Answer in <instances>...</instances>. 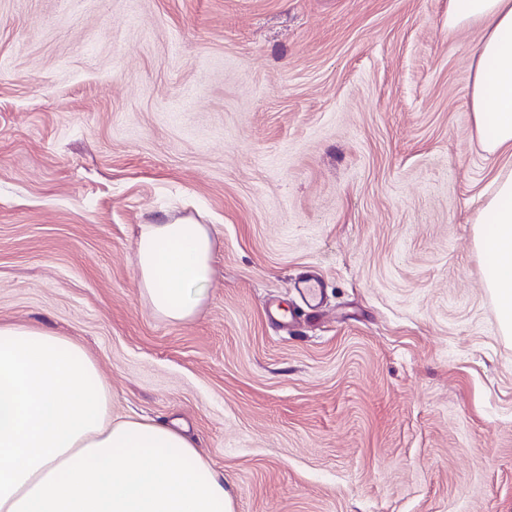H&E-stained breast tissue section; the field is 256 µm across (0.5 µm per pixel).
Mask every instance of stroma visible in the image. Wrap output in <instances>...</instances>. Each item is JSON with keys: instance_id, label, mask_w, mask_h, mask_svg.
Returning a JSON list of instances; mask_svg holds the SVG:
<instances>
[{"instance_id": "stroma-1", "label": "stroma", "mask_w": 512, "mask_h": 512, "mask_svg": "<svg viewBox=\"0 0 512 512\" xmlns=\"http://www.w3.org/2000/svg\"><path fill=\"white\" fill-rule=\"evenodd\" d=\"M481 39L448 0H0V321L184 424L233 512H512ZM175 220L215 238L186 323L135 269Z\"/></svg>"}]
</instances>
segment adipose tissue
Here are the masks:
<instances>
[{"instance_id":"1","label":"adipose tissue","mask_w":512,"mask_h":512,"mask_svg":"<svg viewBox=\"0 0 512 512\" xmlns=\"http://www.w3.org/2000/svg\"><path fill=\"white\" fill-rule=\"evenodd\" d=\"M448 26L484 36L468 78L487 154L512 151V0H448ZM484 283L512 335V171L476 218ZM214 240L205 224H150L136 273L152 312L192 320L208 298ZM0 512H232L224 478L180 429L116 416L85 349L46 329L0 322Z\"/></svg>"}]
</instances>
